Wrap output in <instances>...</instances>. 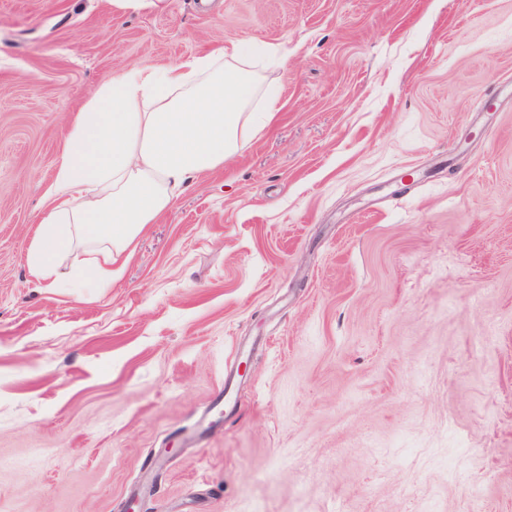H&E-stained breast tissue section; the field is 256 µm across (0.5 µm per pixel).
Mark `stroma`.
<instances>
[{
    "mask_svg": "<svg viewBox=\"0 0 512 512\" xmlns=\"http://www.w3.org/2000/svg\"><path fill=\"white\" fill-rule=\"evenodd\" d=\"M232 42L287 47L274 121L111 287L37 282L71 115ZM133 499L512 512V0H0V512Z\"/></svg>",
    "mask_w": 512,
    "mask_h": 512,
    "instance_id": "stroma-1",
    "label": "stroma"
}]
</instances>
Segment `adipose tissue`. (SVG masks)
<instances>
[{
  "mask_svg": "<svg viewBox=\"0 0 512 512\" xmlns=\"http://www.w3.org/2000/svg\"><path fill=\"white\" fill-rule=\"evenodd\" d=\"M261 57L234 45L114 72L68 126L50 205L29 247L32 277L83 288L117 279L175 191L222 168L275 118L279 93L252 71ZM258 95L263 107L254 113Z\"/></svg>",
  "mask_w": 512,
  "mask_h": 512,
  "instance_id": "obj_1",
  "label": "adipose tissue"
}]
</instances>
